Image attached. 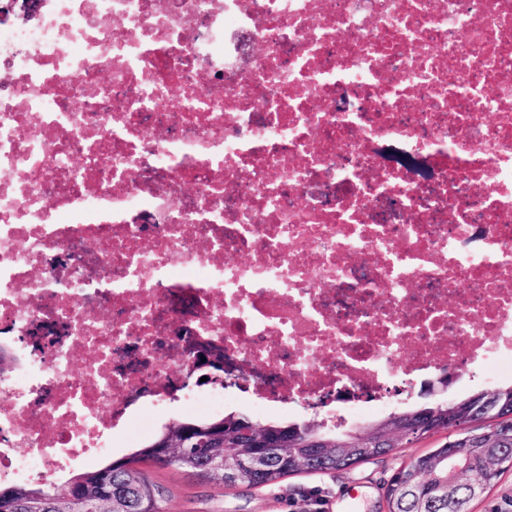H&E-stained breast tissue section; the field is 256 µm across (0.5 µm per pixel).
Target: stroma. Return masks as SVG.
Masks as SVG:
<instances>
[{"instance_id":"1","label":"stroma","mask_w":512,"mask_h":512,"mask_svg":"<svg viewBox=\"0 0 512 512\" xmlns=\"http://www.w3.org/2000/svg\"><path fill=\"white\" fill-rule=\"evenodd\" d=\"M442 439L438 433L344 470L288 475L263 488H223L173 467L144 471L165 491L162 512H387L391 477Z\"/></svg>"}]
</instances>
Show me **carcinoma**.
Instances as JSON below:
<instances>
[{"label":"carcinoma","instance_id":"carcinoma-1","mask_svg":"<svg viewBox=\"0 0 512 512\" xmlns=\"http://www.w3.org/2000/svg\"><path fill=\"white\" fill-rule=\"evenodd\" d=\"M456 404L458 409L452 413L437 402L408 407L401 411L400 427L421 437L445 430L450 423L468 425L489 433L487 445L455 449L468 458V465L451 478L446 445L412 458L414 470L404 474L391 493V512H471L476 500L472 476L482 472L487 460L501 449L512 448V384L460 397ZM257 427L251 418L232 412L206 420L173 421L128 457L76 473L63 484L47 477L37 485L0 488V512H29L30 503L35 504L36 512H112L115 500L122 502L127 512H160L162 491L137 468L141 462L196 471L223 487H264L296 473L303 459L311 472L341 470L386 455L398 445L397 440L377 434L384 424L372 423L369 430L373 434L361 447L333 445L323 455L307 459L302 449L315 434L314 426L297 432L296 422L270 423L269 435L283 443L280 457L265 472L255 474L244 463L251 454L250 441ZM226 453L237 459L234 473L227 476L210 471L212 460Z\"/></svg>","mask_w":512,"mask_h":512}]
</instances>
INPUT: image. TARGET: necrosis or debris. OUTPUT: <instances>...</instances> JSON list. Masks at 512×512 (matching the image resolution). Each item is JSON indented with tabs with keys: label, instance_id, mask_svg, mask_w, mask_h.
<instances>
[{
	"label": "necrosis or debris",
	"instance_id": "obj_1",
	"mask_svg": "<svg viewBox=\"0 0 512 512\" xmlns=\"http://www.w3.org/2000/svg\"><path fill=\"white\" fill-rule=\"evenodd\" d=\"M0 477L185 404L512 382V0H0Z\"/></svg>",
	"mask_w": 512,
	"mask_h": 512
}]
</instances>
